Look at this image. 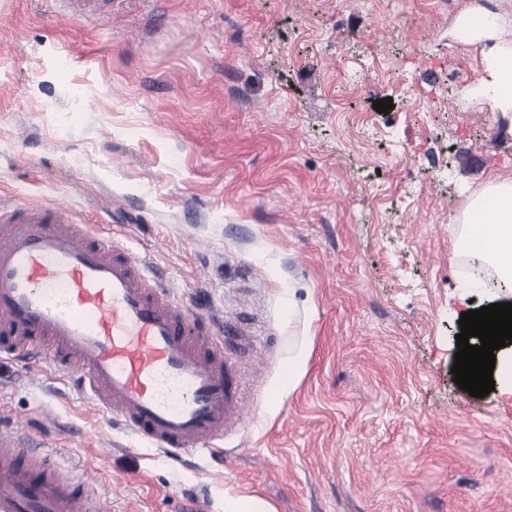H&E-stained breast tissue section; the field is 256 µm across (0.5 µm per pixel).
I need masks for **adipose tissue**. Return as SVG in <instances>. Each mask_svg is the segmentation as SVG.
<instances>
[{
	"label": "adipose tissue",
	"mask_w": 512,
	"mask_h": 512,
	"mask_svg": "<svg viewBox=\"0 0 512 512\" xmlns=\"http://www.w3.org/2000/svg\"><path fill=\"white\" fill-rule=\"evenodd\" d=\"M480 87L495 111L512 112V50L487 52ZM465 221L477 232L473 257L493 265L498 286L512 290V181H490L471 201Z\"/></svg>",
	"instance_id": "adipose-tissue-1"
}]
</instances>
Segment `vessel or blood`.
Instances as JSON below:
<instances>
[{
    "mask_svg": "<svg viewBox=\"0 0 512 512\" xmlns=\"http://www.w3.org/2000/svg\"><path fill=\"white\" fill-rule=\"evenodd\" d=\"M71 17L112 0H66ZM0 355L42 354L76 375L94 409L169 454L220 448L243 419L224 320L178 303L150 260L91 239L58 202H0ZM0 512H104L103 496L0 430Z\"/></svg>",
    "mask_w": 512,
    "mask_h": 512,
    "instance_id": "b4317fda",
    "label": "vessel or blood"
}]
</instances>
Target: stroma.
Returning <instances> with one entry per match:
<instances>
[{
	"label": "stroma",
	"instance_id": "stroma-1",
	"mask_svg": "<svg viewBox=\"0 0 512 512\" xmlns=\"http://www.w3.org/2000/svg\"><path fill=\"white\" fill-rule=\"evenodd\" d=\"M476 7L512 40V0H112L90 22L0 0V196L66 204L234 321L248 410L223 451L174 457L5 359L0 428L105 512H512V405L451 373L455 243L512 177V113L459 31ZM224 512H276L271 503L255 495L225 498Z\"/></svg>",
	"mask_w": 512,
	"mask_h": 512
}]
</instances>
